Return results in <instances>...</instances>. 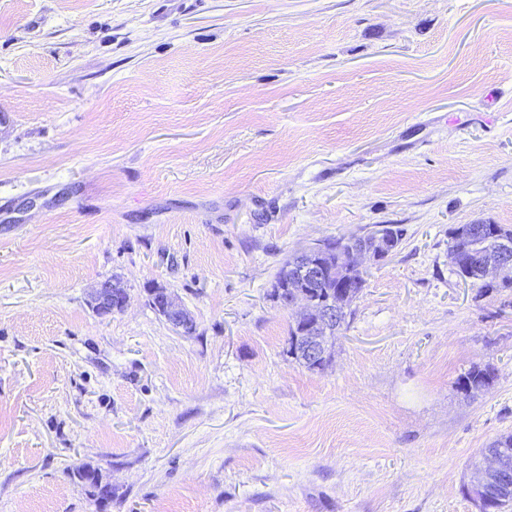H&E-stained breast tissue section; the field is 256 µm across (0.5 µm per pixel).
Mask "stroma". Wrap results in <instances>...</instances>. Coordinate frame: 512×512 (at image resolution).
<instances>
[{
	"instance_id": "35a3bbf8",
	"label": "stroma",
	"mask_w": 512,
	"mask_h": 512,
	"mask_svg": "<svg viewBox=\"0 0 512 512\" xmlns=\"http://www.w3.org/2000/svg\"><path fill=\"white\" fill-rule=\"evenodd\" d=\"M380 224L309 371L274 275ZM461 224L512 226V0H0V512H480L512 288ZM464 225L465 224H461L450 232L452 239V245L450 248H455L451 252V260L454 263L463 261L472 264L484 279L489 276H500L504 270L512 265V246L506 242L501 244L499 247L483 252L471 251L465 244L457 247V245L463 243V241H459L458 238L460 236V229ZM475 268L467 264H463L459 268L455 269V271L460 277L472 280L476 283L478 282L476 280L481 279ZM480 288L485 289V291H489L493 288H512V266L498 283L493 284L481 282ZM123 292V288L118 283L105 280L94 289L90 305L94 310H98L100 316L111 315L112 295ZM162 300L164 302V310L166 311V321L176 329L184 330V326L188 321L187 308L177 299L174 293L167 291L162 292ZM494 379V370L490 366L474 367L461 378L460 387L469 392L480 391L490 385Z\"/></svg>"
}]
</instances>
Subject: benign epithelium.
Wrapping results in <instances>:
<instances>
[{"instance_id":"benign-epithelium-1","label":"benign epithelium","mask_w":512,"mask_h":512,"mask_svg":"<svg viewBox=\"0 0 512 512\" xmlns=\"http://www.w3.org/2000/svg\"><path fill=\"white\" fill-rule=\"evenodd\" d=\"M302 255L305 260L289 265L296 271V279L304 285L313 284L325 276L336 279V282L348 281L350 271L364 270L365 260L372 257L380 259L387 255V241L384 233L379 230L369 235L354 236L344 245L329 249L326 242L319 241L306 248ZM453 262L463 261L472 264L480 275L499 276L512 266V245L503 243L489 251L474 252L463 244L451 252ZM123 293V288L105 280L94 289L90 305L101 316H108L112 311V295ZM350 292H338L336 298H329L318 305L307 294L300 290L279 294L277 301L280 306L291 311L298 304L303 306L293 319L296 325L304 326L302 350L309 360L318 362L327 356L321 343L320 334L335 325L343 303L349 298ZM166 321L176 329H182L188 321L187 308L170 291L162 292ZM512 479L509 470L507 453L504 449L487 448L483 453L480 475L470 486V495L483 506L482 512H489L487 499L508 485Z\"/></svg>"}]
</instances>
